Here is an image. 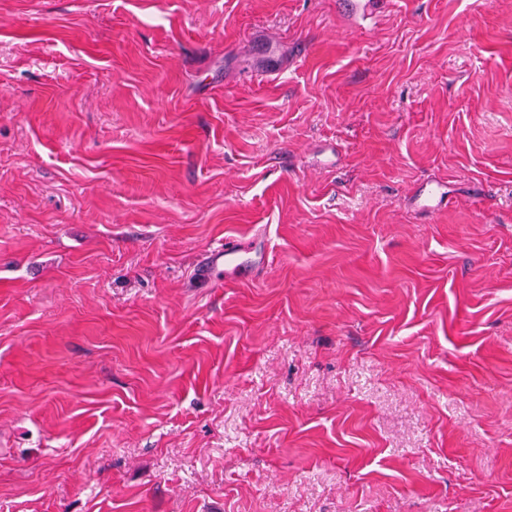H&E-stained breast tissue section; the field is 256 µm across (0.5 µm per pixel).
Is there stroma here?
Returning <instances> with one entry per match:
<instances>
[{
  "label": "stroma",
  "instance_id": "1",
  "mask_svg": "<svg viewBox=\"0 0 512 512\" xmlns=\"http://www.w3.org/2000/svg\"><path fill=\"white\" fill-rule=\"evenodd\" d=\"M0 512H512V0H0ZM265 255L263 239L249 242L225 238L224 243L216 246L207 256L201 275L224 284L238 280L241 274L250 272L259 266Z\"/></svg>",
  "mask_w": 512,
  "mask_h": 512
}]
</instances>
